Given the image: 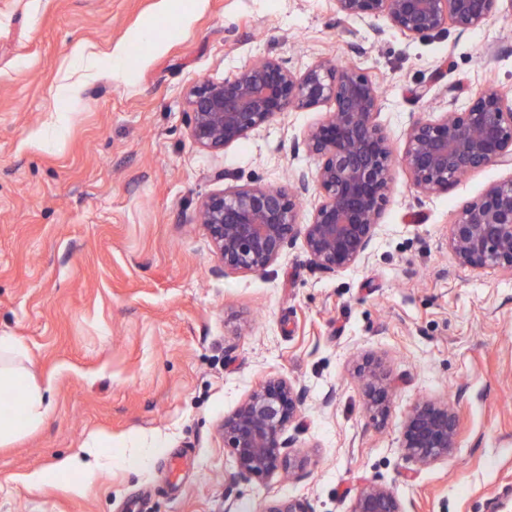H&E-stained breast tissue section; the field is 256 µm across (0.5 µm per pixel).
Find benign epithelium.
<instances>
[{
	"label": "benign epithelium",
	"instance_id": "benign-epithelium-1",
	"mask_svg": "<svg viewBox=\"0 0 512 512\" xmlns=\"http://www.w3.org/2000/svg\"><path fill=\"white\" fill-rule=\"evenodd\" d=\"M502 0H336L344 20L378 17L406 36L449 26L464 34L499 13ZM192 117L190 136L217 152L290 110L326 103L332 112L304 134L302 144L316 161L293 185H248L204 199L197 221L206 229L224 273L263 271L297 238L315 265L346 269L359 262L373 240L389 189L393 164L400 163L414 186L426 193L448 190L460 177L493 164H512V99L493 82L459 110L455 100L435 118H418L395 151L377 121L379 83L354 65L320 59L304 72L265 56L231 77L206 80L186 90ZM316 203L311 220L298 223L307 197ZM448 244L455 261L470 268H494L512 276V179L489 185L466 203L450 225ZM367 408L387 412L392 388L380 361L366 357L356 366ZM304 393L284 378H270L254 390L221 427L238 471L266 478L292 473L303 459L291 455L284 433L302 410ZM458 420L446 402L425 400L409 412L401 450L422 467L448 458L456 447ZM264 512H309L296 498H278ZM351 512H404L400 499L374 482L362 484Z\"/></svg>",
	"mask_w": 512,
	"mask_h": 512
}]
</instances>
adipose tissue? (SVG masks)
I'll return each mask as SVG.
<instances>
[{"label": "adipose tissue", "mask_w": 512, "mask_h": 512, "mask_svg": "<svg viewBox=\"0 0 512 512\" xmlns=\"http://www.w3.org/2000/svg\"><path fill=\"white\" fill-rule=\"evenodd\" d=\"M24 347L11 336H0V394L17 397L21 413L13 415L0 412V445L39 427L49 410L43 389L37 385L23 364ZM94 461L81 463L77 457L59 459L53 468L28 475L30 486L39 487L56 480L68 481L72 491L79 492L92 484L97 477L96 459L106 456L103 448L90 451Z\"/></svg>", "instance_id": "adipose-tissue-1"}]
</instances>
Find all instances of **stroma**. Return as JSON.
Wrapping results in <instances>:
<instances>
[{
  "label": "stroma",
  "mask_w": 512,
  "mask_h": 512,
  "mask_svg": "<svg viewBox=\"0 0 512 512\" xmlns=\"http://www.w3.org/2000/svg\"><path fill=\"white\" fill-rule=\"evenodd\" d=\"M158 3L0 0V335L23 344L51 406L0 446V512H263L282 497L349 512L368 481L405 512H512V277L461 267L448 246L462 206L512 165L433 195L394 165L356 265L320 270L299 239L267 270L228 275L195 222L200 201L313 170L302 138L326 110L281 114L211 153L190 137L185 97L265 55L296 71L325 57L379 81L378 120L399 148L456 85L512 95V5L462 35L408 37L383 17L340 21L336 0H204L182 27ZM148 20L161 45L128 43ZM366 356L392 382L381 421L355 373ZM271 377L305 391L286 430L305 462L259 481L239 474L221 426ZM425 399L448 402L459 429L448 459L422 468L400 443ZM101 440L112 465L83 492L27 484Z\"/></svg>",
  "instance_id": "1"
}]
</instances>
